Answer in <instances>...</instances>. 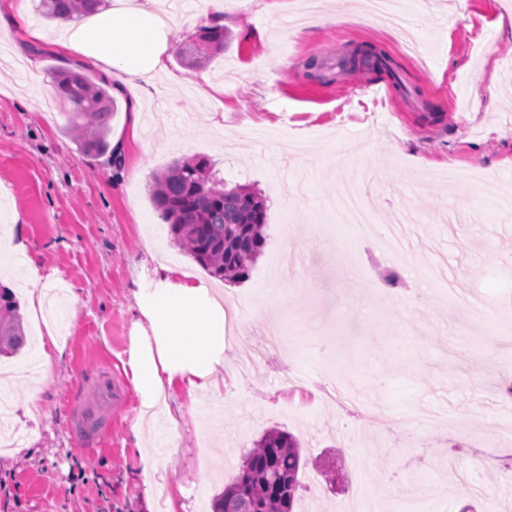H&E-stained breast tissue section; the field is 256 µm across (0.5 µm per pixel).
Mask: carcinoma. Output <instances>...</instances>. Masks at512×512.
Wrapping results in <instances>:
<instances>
[{"instance_id": "carcinoma-1", "label": "carcinoma", "mask_w": 512, "mask_h": 512, "mask_svg": "<svg viewBox=\"0 0 512 512\" xmlns=\"http://www.w3.org/2000/svg\"><path fill=\"white\" fill-rule=\"evenodd\" d=\"M101 0H40L41 13L67 21L95 11ZM224 27H202L180 49L183 58L224 48ZM59 96L71 106L69 124L77 149L103 155L112 117L109 84H97L71 69L55 71ZM150 197L170 225L174 242L209 274L221 281L248 277L265 244L268 204L243 185L228 187L212 174L205 158L176 161L153 182ZM25 344L21 317L11 289L0 285V355ZM300 446L289 433L269 430L244 453L238 475L212 500V512H294L300 486Z\"/></svg>"}]
</instances>
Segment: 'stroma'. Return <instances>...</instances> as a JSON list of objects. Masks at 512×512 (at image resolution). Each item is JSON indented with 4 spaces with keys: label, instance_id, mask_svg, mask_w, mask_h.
<instances>
[{
    "label": "stroma",
    "instance_id": "1",
    "mask_svg": "<svg viewBox=\"0 0 512 512\" xmlns=\"http://www.w3.org/2000/svg\"><path fill=\"white\" fill-rule=\"evenodd\" d=\"M307 4L228 0L223 52L198 67L175 52L166 61L203 81L124 88L109 151L87 157L67 134L53 72L79 69L97 82L103 71L58 52L65 27L40 14L39 0L21 13L0 0V28L46 33L0 44V229L24 249L18 264H0V284L14 292L28 336L0 358L14 395L0 434V512H149L168 500L176 512H212L243 453L273 428L302 446L294 512H345L360 484L391 490L372 512H512V434L502 431L512 426V388L473 348L484 329L448 302L465 298L496 316L494 363H512V92L500 67L512 59V0H399L415 18L417 58L362 0H319L331 18L314 29L302 23ZM365 42L393 60L401 85L340 69ZM313 59L322 70L309 68ZM197 155L267 200V242L244 280L211 277L183 253L149 197L155 174ZM364 186L375 224L396 207L420 216L409 266L397 267L379 237H338L326 202ZM30 265L76 300L64 350L45 366L37 345L47 329L29 317L22 286ZM169 268L206 282L239 314L210 396L224 413H204L176 385L163 428L137 436L140 402L124 368L132 311ZM390 270L399 276L391 287ZM277 295L281 303L256 315ZM271 322L284 328L287 356L254 352ZM305 352L307 370L335 368L316 405L299 411L283 379ZM105 374L124 389L105 411L110 433L79 441L76 412ZM408 411L422 423L407 428ZM145 444L159 449L148 478ZM466 472L479 490L463 496L454 482Z\"/></svg>",
    "mask_w": 512,
    "mask_h": 512
}]
</instances>
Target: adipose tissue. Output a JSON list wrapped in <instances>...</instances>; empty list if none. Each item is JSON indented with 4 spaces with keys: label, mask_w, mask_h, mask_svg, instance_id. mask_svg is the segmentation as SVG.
Segmentation results:
<instances>
[{
    "label": "adipose tissue",
    "mask_w": 512,
    "mask_h": 512,
    "mask_svg": "<svg viewBox=\"0 0 512 512\" xmlns=\"http://www.w3.org/2000/svg\"><path fill=\"white\" fill-rule=\"evenodd\" d=\"M172 30L154 0H112L71 25L59 43L122 84H148L165 69ZM137 310L142 321L129 338L126 364L142 408H154L176 383L192 396L212 391L230 341L226 302L204 285L179 281L144 289Z\"/></svg>",
    "instance_id": "ef3b65f1"
}]
</instances>
